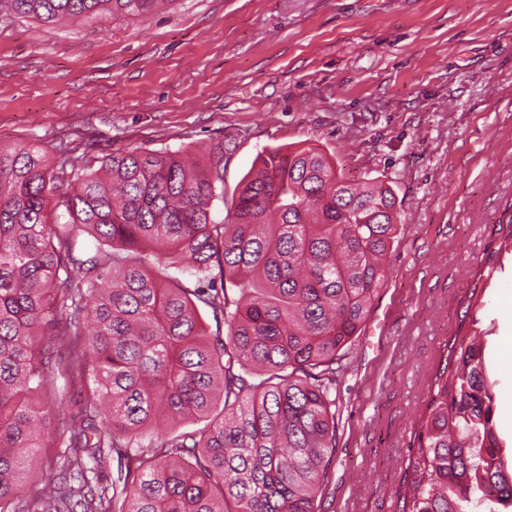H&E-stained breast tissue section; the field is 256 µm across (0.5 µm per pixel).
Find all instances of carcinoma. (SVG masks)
<instances>
[{
  "instance_id": "cac0c4a2",
  "label": "carcinoma",
  "mask_w": 512,
  "mask_h": 512,
  "mask_svg": "<svg viewBox=\"0 0 512 512\" xmlns=\"http://www.w3.org/2000/svg\"><path fill=\"white\" fill-rule=\"evenodd\" d=\"M163 1L0 0V12L56 23L146 16ZM228 150L136 148L88 169L0 146V512H73L75 498L86 512H319L332 390L385 283L395 197L340 178L315 148L275 149L218 222ZM61 321L60 338L42 340ZM59 345L86 385L78 425L37 398L55 390ZM447 350L401 512H512L482 337L457 333ZM186 421L203 426L177 430ZM51 440L100 468L106 448L127 457L112 505L80 455L67 458L78 485L21 498L28 454Z\"/></svg>"
}]
</instances>
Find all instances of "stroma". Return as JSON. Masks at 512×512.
<instances>
[{
  "label": "stroma",
  "instance_id": "obj_1",
  "mask_svg": "<svg viewBox=\"0 0 512 512\" xmlns=\"http://www.w3.org/2000/svg\"><path fill=\"white\" fill-rule=\"evenodd\" d=\"M225 138L227 218L262 152L319 148L394 191L387 278L336 380L320 512H399L445 345L483 330L498 435L512 444V0H176L150 16L0 15V146L99 167ZM38 449L26 493L64 469Z\"/></svg>",
  "mask_w": 512,
  "mask_h": 512
}]
</instances>
